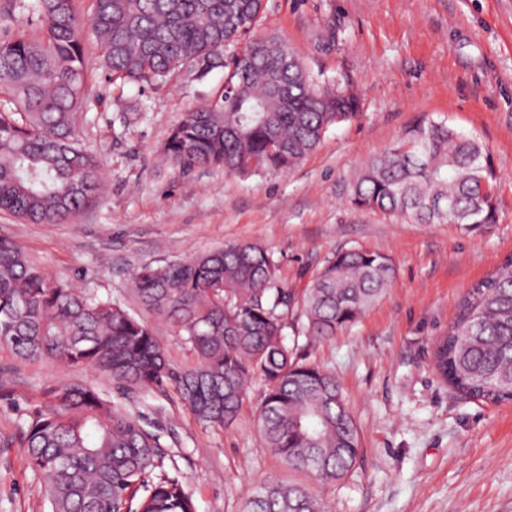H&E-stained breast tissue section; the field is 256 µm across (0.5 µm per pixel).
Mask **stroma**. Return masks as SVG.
<instances>
[{"instance_id":"obj_1","label":"stroma","mask_w":512,"mask_h":512,"mask_svg":"<svg viewBox=\"0 0 512 512\" xmlns=\"http://www.w3.org/2000/svg\"><path fill=\"white\" fill-rule=\"evenodd\" d=\"M241 43L278 34L321 81L349 84L356 119L331 126L296 168L249 175L181 170L163 146L174 124L224 83L185 72L163 86L110 84L95 71L82 115L85 145L106 185L63 224H29L0 211V238L46 272L142 308L129 290L158 266L238 241L261 243L292 292L288 337L339 382L361 432L353 470L321 487L331 512H512V403L462 396L435 367L438 339L466 292L512 257V0H265ZM423 117L447 120L486 147L499 179L498 220L409 223L356 210L350 187L364 165ZM352 247L397 269L384 297L332 339L309 341L301 297L325 261ZM67 371L20 360L0 345V512H50L18 418ZM101 393L160 431L163 470L197 512H242L266 479L308 482L265 448L254 425V385L237 420L200 423L169 387L128 390L89 375Z\"/></svg>"}]
</instances>
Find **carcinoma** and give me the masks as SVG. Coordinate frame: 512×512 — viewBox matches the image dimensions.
Returning <instances> with one entry per match:
<instances>
[{
	"instance_id": "1",
	"label": "carcinoma",
	"mask_w": 512,
	"mask_h": 512,
	"mask_svg": "<svg viewBox=\"0 0 512 512\" xmlns=\"http://www.w3.org/2000/svg\"><path fill=\"white\" fill-rule=\"evenodd\" d=\"M27 26L0 40V211L61 224L100 189L96 156L79 113L89 102L88 42L114 83L167 84L227 69L203 106L171 129L163 152L182 168L227 173L286 171L320 144L328 128L360 110L357 96L321 84L304 64L286 67L285 43L268 34L234 50L265 10L264 0H21ZM229 48L231 52L224 53ZM288 90V102L278 90ZM497 173L474 136L423 118L372 159L350 203L420 224L497 221ZM280 264L254 242H237L133 276L134 295L196 357L178 371L155 328L109 296L53 277L16 244L0 239V343L22 360H49L76 373L46 391L21 430L51 512H196L162 466L161 435L79 377L105 374L130 389L170 385L202 424L236 420L249 386L265 387L255 417L259 437L282 463L323 485L344 479L360 454V429L336 379L305 363L286 340L291 294ZM388 257L336 252L305 289L304 335L327 339L352 325L388 290ZM438 368L463 395L512 401V259L474 285L443 335ZM244 512H329L313 488L269 479Z\"/></svg>"
}]
</instances>
